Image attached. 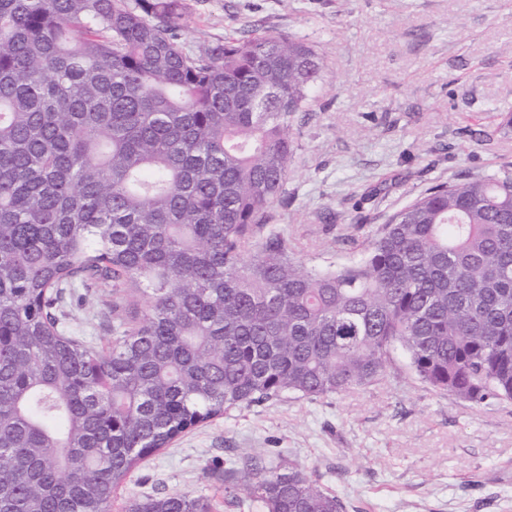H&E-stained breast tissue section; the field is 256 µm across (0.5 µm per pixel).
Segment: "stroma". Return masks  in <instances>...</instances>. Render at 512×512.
<instances>
[{
	"instance_id": "35a3bbf8",
	"label": "stroma",
	"mask_w": 512,
	"mask_h": 512,
	"mask_svg": "<svg viewBox=\"0 0 512 512\" xmlns=\"http://www.w3.org/2000/svg\"><path fill=\"white\" fill-rule=\"evenodd\" d=\"M187 48L269 32L312 43L327 65L284 200L267 226L309 265L356 257L370 235L436 182L512 171V0H185ZM108 288L69 309L76 335L111 343L126 318ZM401 387L253 405L192 428L115 494L188 493L216 512H259L224 492L255 456L292 462L347 512H512V402L479 407L428 390L404 357Z\"/></svg>"
}]
</instances>
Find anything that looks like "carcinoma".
Segmentation results:
<instances>
[{
	"label": "carcinoma",
	"instance_id": "obj_1",
	"mask_svg": "<svg viewBox=\"0 0 512 512\" xmlns=\"http://www.w3.org/2000/svg\"><path fill=\"white\" fill-rule=\"evenodd\" d=\"M185 9L0 0V512H108L189 429L386 384L398 351L435 392L512 401V172L435 184L354 259L307 265L262 230L324 60L271 33L189 50ZM90 286L127 292L106 349L59 313ZM230 471L263 512H346L291 462Z\"/></svg>",
	"mask_w": 512,
	"mask_h": 512
}]
</instances>
